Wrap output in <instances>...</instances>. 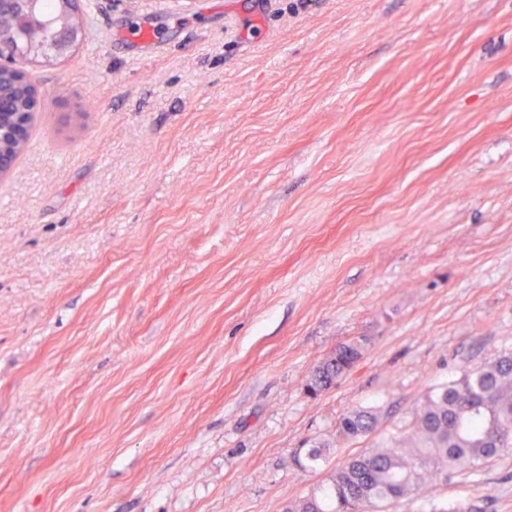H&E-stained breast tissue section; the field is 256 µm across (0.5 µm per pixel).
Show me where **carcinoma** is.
Returning a JSON list of instances; mask_svg holds the SVG:
<instances>
[{
  "instance_id": "carcinoma-1",
  "label": "carcinoma",
  "mask_w": 512,
  "mask_h": 512,
  "mask_svg": "<svg viewBox=\"0 0 512 512\" xmlns=\"http://www.w3.org/2000/svg\"><path fill=\"white\" fill-rule=\"evenodd\" d=\"M64 0H38L39 16L54 19ZM368 339L338 345L311 368L306 390L333 387L363 357ZM378 413L360 408L343 414L336 437L356 439L378 426ZM512 447V352L495 356L432 389L412 414L406 433L348 458L323 484L279 512H377L384 504L427 489L433 474L475 469Z\"/></svg>"
}]
</instances>
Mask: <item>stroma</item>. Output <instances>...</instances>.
Wrapping results in <instances>:
<instances>
[{
	"instance_id": "obj_1",
	"label": "stroma",
	"mask_w": 512,
	"mask_h": 512,
	"mask_svg": "<svg viewBox=\"0 0 512 512\" xmlns=\"http://www.w3.org/2000/svg\"><path fill=\"white\" fill-rule=\"evenodd\" d=\"M91 2L0 179V512H276L512 350V0ZM444 506L512 451L385 512ZM367 346L368 339L364 336L338 345L311 368L305 384L306 390L312 395H318L333 387L336 380L351 370L363 357ZM379 418L375 410L360 408L343 414L337 424V438L356 439L366 436L378 426Z\"/></svg>"
}]
</instances>
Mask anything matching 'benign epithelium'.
<instances>
[{
    "label": "benign epithelium",
    "mask_w": 512,
    "mask_h": 512,
    "mask_svg": "<svg viewBox=\"0 0 512 512\" xmlns=\"http://www.w3.org/2000/svg\"><path fill=\"white\" fill-rule=\"evenodd\" d=\"M35 0H0V67L11 71L12 80L26 88V107L8 116L0 113V178L12 169L16 157L3 151L6 145L21 151L32 125L38 92L27 80L24 65L39 60L58 58L70 52L84 38V28L63 16L58 20L55 37L46 42L37 34L24 37L15 44V31L11 21L29 18L34 13Z\"/></svg>",
    "instance_id": "1"
}]
</instances>
